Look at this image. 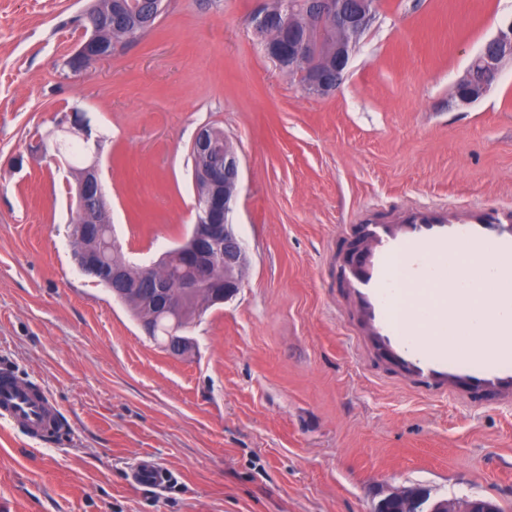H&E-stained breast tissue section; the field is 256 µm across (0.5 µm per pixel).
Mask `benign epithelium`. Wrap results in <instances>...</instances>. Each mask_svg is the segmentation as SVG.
I'll list each match as a JSON object with an SVG mask.
<instances>
[{"label": "benign epithelium", "instance_id": "benign-epithelium-1", "mask_svg": "<svg viewBox=\"0 0 512 512\" xmlns=\"http://www.w3.org/2000/svg\"><path fill=\"white\" fill-rule=\"evenodd\" d=\"M168 6L169 0H151L140 15V29L132 31L128 41L134 42L153 29ZM290 12L305 26V35L301 38L270 39L267 36L270 11L263 9L254 14L252 23L263 39V51L280 68L304 79L306 91L326 96L344 81L359 45V34L373 21V2L295 0L290 4ZM98 15L96 5L86 6L81 38L63 60V68L72 75L83 74L90 65L112 57L120 48L116 43L106 51L100 49ZM508 60L512 61V22L499 29L471 60L466 75L456 85V101L468 105L482 97ZM70 133L94 146L92 158L82 174L80 203L76 206L74 221L78 223L79 235L95 236L104 242L100 248H78L73 252L81 272L98 278L121 301L143 293L176 324L185 318L188 295L205 291L212 306L238 293L248 259L229 222L241 177L240 160L229 141H220L211 126L203 127L197 133L191 154L195 158L193 183L200 205L191 234L179 247L166 252L160 261L140 267L138 275L133 277L129 263L107 255V250L114 244L112 225L83 223L84 217L92 212L109 215L98 169L103 136H92L87 119L74 121ZM172 281L179 288L174 294L168 292ZM192 346V339L180 335L175 327L164 349L171 356L179 357L189 352ZM391 502L404 503L405 512H495L494 505L485 500L469 501L460 507L445 500L432 503L429 492L423 489L393 492L379 501L376 512H384Z\"/></svg>", "mask_w": 512, "mask_h": 512}]
</instances>
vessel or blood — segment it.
I'll use <instances>...</instances> for the list:
<instances>
[{"label": "vessel or blood", "instance_id": "b4317fda", "mask_svg": "<svg viewBox=\"0 0 512 512\" xmlns=\"http://www.w3.org/2000/svg\"><path fill=\"white\" fill-rule=\"evenodd\" d=\"M477 258L455 279L452 260ZM352 317L351 339L369 347L403 379L429 394L512 405V339L473 349L464 335L512 327V208L414 203L393 220L359 229V246L337 269ZM489 286L486 307L464 312L475 285ZM457 318H449V311ZM0 417L41 440L59 432L56 403L45 391L0 374ZM135 483L160 489L172 472L150 459Z\"/></svg>", "mask_w": 512, "mask_h": 512}]
</instances>
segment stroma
Returning <instances> with one entry per match:
<instances>
[{"mask_svg": "<svg viewBox=\"0 0 512 512\" xmlns=\"http://www.w3.org/2000/svg\"><path fill=\"white\" fill-rule=\"evenodd\" d=\"M270 2L170 0L72 76L87 0H0V367L64 421L45 441L0 421L6 512H374L413 488L512 512V406L427 395L351 347L335 276L367 208L512 206V64L454 99L512 0H378L327 96L264 54L252 16ZM75 106L105 136L110 222L139 265L195 222L199 129L237 150L229 221L248 266L185 329V356L73 261L75 180L39 137ZM144 456L176 472L167 491L131 481Z\"/></svg>", "mask_w": 512, "mask_h": 512, "instance_id": "35a3bbf8", "label": "stroma"}]
</instances>
